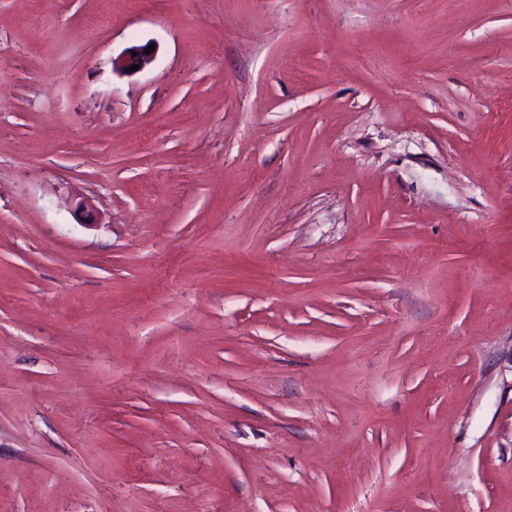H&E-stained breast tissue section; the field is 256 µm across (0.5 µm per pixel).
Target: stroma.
<instances>
[{"instance_id":"obj_1","label":"stroma","mask_w":512,"mask_h":512,"mask_svg":"<svg viewBox=\"0 0 512 512\" xmlns=\"http://www.w3.org/2000/svg\"><path fill=\"white\" fill-rule=\"evenodd\" d=\"M0 512H512V0H0Z\"/></svg>"}]
</instances>
